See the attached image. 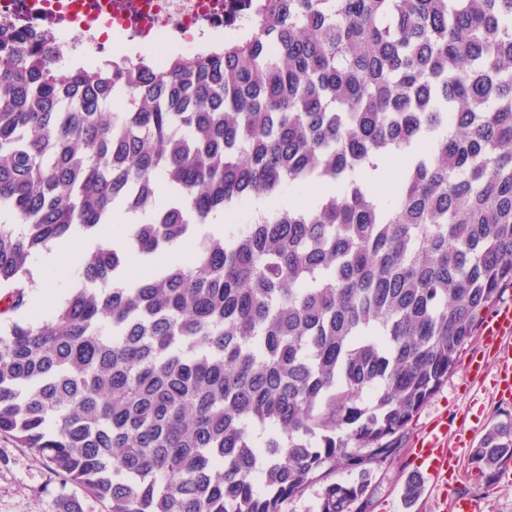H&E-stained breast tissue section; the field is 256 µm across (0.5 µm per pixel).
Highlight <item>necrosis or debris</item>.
<instances>
[{"instance_id": "4bbe7bcc", "label": "necrosis or debris", "mask_w": 512, "mask_h": 512, "mask_svg": "<svg viewBox=\"0 0 512 512\" xmlns=\"http://www.w3.org/2000/svg\"><path fill=\"white\" fill-rule=\"evenodd\" d=\"M229 0H0V33L51 37L73 56L135 42L154 58L222 38Z\"/></svg>"}]
</instances>
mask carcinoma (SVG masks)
Here are the masks:
<instances>
[{
    "label": "carcinoma",
    "instance_id": "carcinoma-1",
    "mask_svg": "<svg viewBox=\"0 0 512 512\" xmlns=\"http://www.w3.org/2000/svg\"><path fill=\"white\" fill-rule=\"evenodd\" d=\"M252 16L161 67L0 37V434L112 512H281L317 483L319 512H361L367 483L331 473L394 453L512 285V0ZM116 206L139 222L80 256L85 286L9 318L33 257ZM219 213L190 259L125 280ZM470 460L493 486L512 421Z\"/></svg>",
    "mask_w": 512,
    "mask_h": 512
}]
</instances>
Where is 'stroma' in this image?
<instances>
[{"instance_id":"1","label":"stroma","mask_w":512,"mask_h":512,"mask_svg":"<svg viewBox=\"0 0 512 512\" xmlns=\"http://www.w3.org/2000/svg\"><path fill=\"white\" fill-rule=\"evenodd\" d=\"M481 347V337H474L447 383L410 424L397 456L373 466L363 512H445L441 493L432 480H425L414 505H406L402 497L404 475L425 471L414 454L417 439L443 419L449 428L460 425L465 431L460 492L481 498L484 512H512V481L500 478L492 487H485L473 478L468 462L486 429L512 418V402L499 401L489 384L477 383L468 373L469 360ZM69 492L61 478L31 450L16 447L11 438L0 435V512H59V500Z\"/></svg>"}]
</instances>
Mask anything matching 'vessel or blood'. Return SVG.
<instances>
[{"mask_svg":"<svg viewBox=\"0 0 512 512\" xmlns=\"http://www.w3.org/2000/svg\"><path fill=\"white\" fill-rule=\"evenodd\" d=\"M495 360L497 370L492 379L493 390L504 398H512V306H504L487 320L483 327L482 350L471 359L469 371L484 377L488 360ZM417 455L428 459L436 486L448 491L449 512H482L479 500L455 494L456 465L461 438L448 431L447 422H440L417 441Z\"/></svg>","mask_w":512,"mask_h":512,"instance_id":"b4317fda","label":"vessel or blood"}]
</instances>
